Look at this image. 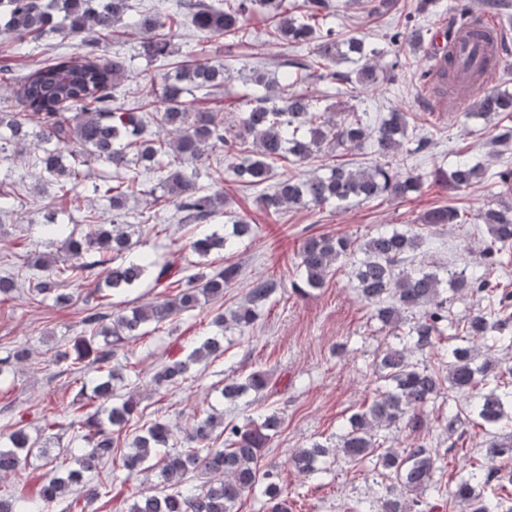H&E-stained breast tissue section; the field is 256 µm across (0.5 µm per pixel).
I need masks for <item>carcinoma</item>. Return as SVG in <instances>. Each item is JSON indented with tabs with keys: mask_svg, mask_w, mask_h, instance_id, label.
Returning a JSON list of instances; mask_svg holds the SVG:
<instances>
[{
	"mask_svg": "<svg viewBox=\"0 0 512 512\" xmlns=\"http://www.w3.org/2000/svg\"><path fill=\"white\" fill-rule=\"evenodd\" d=\"M377 19L399 10L398 0H345ZM486 3L453 0L448 4V37L462 33L476 42H489L482 30V11ZM332 0H302L299 15L288 9L284 0H179L176 10L160 14L157 10L136 13L125 25L126 35L134 40L139 54L147 59L165 60L174 50L165 28L179 17H190L202 32L236 37L253 18L267 22V35L274 41L308 44L313 59L297 62L279 80L266 77L258 69L249 79L262 92L245 102L235 123L224 125L218 113L193 110L186 96L210 92L224 86L231 76L222 63L186 60L173 78L167 80L161 94L149 101L151 117L141 112L112 107V90L128 76L126 57L119 53L103 62L98 56L101 44L132 12L130 0H0V18L15 37L41 39L65 33L79 41L80 52L63 53L32 67L23 75L11 74L15 105L0 112V129L10 132L18 143L35 136L40 153L36 164L40 174L61 184L68 194L79 184L80 173L63 162L59 148L72 147L87 153L92 160L113 171L116 183L109 180L94 187L112 204V223L91 224L79 238L67 236L61 243L65 258L43 255L33 265L35 273L23 286L11 275L0 276V303L15 298L25 287L32 298L52 297L58 305H68L72 297L60 291L66 283L102 280V287L84 297L81 335L55 346L53 360L58 365L86 363L95 376L82 382L77 400L85 412L77 424L75 439L86 442L90 450L75 457L77 467L56 472L43 481L33 496L22 492L0 496V512H46L66 495L71 499L64 512H85L86 504L99 496V487L91 475L112 463L131 473L154 459L158 471L157 493L144 494L127 512H237L236 505L248 494L261 493L268 512H291L290 502L282 496L277 473L271 465L261 467L262 452L277 434L282 417L272 412L261 421L243 423L224 421V412L215 408L196 420L180 442H174L171 425L161 419L142 421L138 401L132 394L118 393L115 381L123 380L118 350L132 336L147 334L149 324L160 327L176 317L193 311L205 302L224 299V290L240 277L234 262L209 271L184 262L181 254L171 252L163 258L149 254L133 261L127 259L136 243L121 223L129 193L139 190L154 197L159 209L173 206L187 224L209 222L224 206V194L199 185L196 163L210 151H224L228 168L252 187L274 182L270 192H262L257 203L266 214L285 208L323 207L334 204L370 201L380 196L405 198L420 191L424 180L403 172L398 155L416 153L430 147V141L409 138L407 113L393 109L370 125L356 111L337 112L308 90L312 81L355 83L373 90L392 80L391 74L370 64L375 51L365 42L350 38L344 42L326 26L333 13ZM396 46L412 49L424 42L423 29L412 27L390 37ZM505 39L477 67L469 58L453 59L430 72L436 77L435 92L446 96L461 83L482 78L487 68L498 71ZM358 64L353 76L333 69L338 60ZM469 119L485 122L495 117L512 119V92L489 88L477 95L465 113ZM371 142L373 161L366 167L348 169L337 164L325 174L316 172L304 178L283 174L275 178L274 162H305L324 151H348ZM254 150L244 155L245 145ZM486 174L483 162L458 159L448 167L438 165L428 179L446 192L457 193L479 182ZM163 194H156L157 189ZM486 224L490 240L483 251L482 266L491 267L508 256L512 260V203L500 200L487 205L476 215ZM464 212L454 204L429 210L421 224H463ZM253 234L246 219L232 221L231 230L216 233L191 243L192 250L206 257L214 249H230ZM422 244V235L413 229L380 231L359 241L348 236H310L299 253L301 282L299 292L324 285L333 264L353 258V288L358 297L375 306L382 327L398 339L388 347L377 364L378 381L370 404L348 419V425L330 446L313 442L299 448L290 458L292 466L311 477L320 471L324 458L340 452L344 456L376 460L394 476L400 493L387 494L357 502L353 512H407L405 498L433 484L436 472L443 470V458L422 440L406 448H384L377 431L403 425L409 434H418L427 426L426 408L442 394H448L446 429L452 436L459 422L458 405L469 406L486 435L484 456L512 461V440L499 439L493 429L502 421L512 422L507 408L512 407V367L492 357L496 343L486 344L483 352L472 346L443 345L463 332L485 337L503 333L512 326V290L493 281L485 271L464 266L430 269L414 264ZM152 275V288L159 290L157 300L112 316L101 312L104 300L137 286L146 274ZM280 287L271 276L251 282L245 303L215 314V331L184 359L165 362L153 376L155 389H166L185 379L189 365L206 361L224 352V332L242 333L258 320L270 297ZM485 294L497 298V307L470 312L460 321L448 320V305L467 296ZM418 318L405 327V315ZM437 349L447 358L441 373L413 361V354ZM28 351L15 346L0 358V375L9 366L23 364ZM266 373L255 370L243 378L225 381L220 397L234 402L249 392L268 388ZM23 419L12 424L14 430L0 440V475H17L31 454L40 447L20 427ZM135 426L138 434L120 449L124 431ZM224 435V447L212 445L215 431ZM466 475L448 488V498L462 505L463 512H512L503 498H490L484 489L497 481L499 489L512 485V468L487 470L476 459L465 465ZM200 483H190V475Z\"/></svg>",
	"mask_w": 512,
	"mask_h": 512,
	"instance_id": "obj_1",
	"label": "carcinoma"
}]
</instances>
